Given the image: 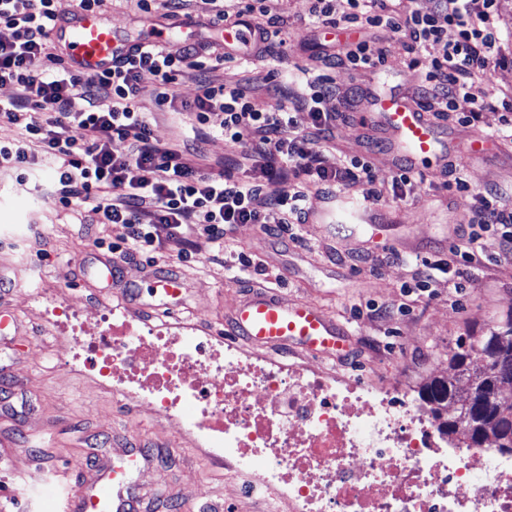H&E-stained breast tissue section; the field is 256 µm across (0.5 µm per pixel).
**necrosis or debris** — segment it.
Instances as JSON below:
<instances>
[{
    "label": "necrosis or debris",
    "mask_w": 512,
    "mask_h": 512,
    "mask_svg": "<svg viewBox=\"0 0 512 512\" xmlns=\"http://www.w3.org/2000/svg\"><path fill=\"white\" fill-rule=\"evenodd\" d=\"M65 363L155 409L291 512H512V458L446 447L395 383L287 365L120 308L69 337Z\"/></svg>",
    "instance_id": "4bbe7bcc"
}]
</instances>
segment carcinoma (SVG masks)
<instances>
[{"mask_svg": "<svg viewBox=\"0 0 512 512\" xmlns=\"http://www.w3.org/2000/svg\"><path fill=\"white\" fill-rule=\"evenodd\" d=\"M512 314L469 337L468 346L448 355L450 374L422 384L420 401L452 443L479 444L491 439L498 450L512 448ZM466 382V396L457 385Z\"/></svg>", "mask_w": 512, "mask_h": 512, "instance_id": "obj_1", "label": "carcinoma"}]
</instances>
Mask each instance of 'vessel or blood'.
Segmentation results:
<instances>
[{"instance_id": "b4317fda", "label": "vessel or blood", "mask_w": 512, "mask_h": 512, "mask_svg": "<svg viewBox=\"0 0 512 512\" xmlns=\"http://www.w3.org/2000/svg\"><path fill=\"white\" fill-rule=\"evenodd\" d=\"M53 38L64 47L68 63L86 72H99L126 54L128 43L96 12L74 13L57 24ZM353 127L367 137L381 138L396 165L414 173L425 163L443 167L442 129L419 102L416 92L375 97L370 110L353 113ZM163 308L184 303V282L179 275L158 279ZM234 335L256 347L294 346L329 358L344 357L350 350L347 331L313 303L289 299L277 288H257L240 300L226 317ZM147 462L142 448L123 452L110 466L79 465L75 483L54 485L60 512H131L130 479Z\"/></svg>"}]
</instances>
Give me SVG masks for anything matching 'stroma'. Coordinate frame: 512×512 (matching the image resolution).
<instances>
[{
  "label": "stroma",
  "mask_w": 512,
  "mask_h": 512,
  "mask_svg": "<svg viewBox=\"0 0 512 512\" xmlns=\"http://www.w3.org/2000/svg\"><path fill=\"white\" fill-rule=\"evenodd\" d=\"M267 19L280 23L275 54H286L295 65L328 76L336 95L325 108L342 113L335 140L323 153L326 166L353 158L371 160L376 184L360 183L355 196L372 186L390 187L396 168L381 144L358 135L347 113L368 108L379 75L398 91L418 88L424 66L410 63L403 40L380 29L370 32V45L382 57L379 73L353 70L333 64L329 55L336 39L309 24L307 0H264ZM168 0H153L143 12L138 0H114L106 17L130 41L165 32L171 45L183 38L219 42L221 30L209 21L207 0H191L190 28L174 27L168 17ZM497 24L501 57L487 74L476 75L467 96L453 104L454 113L443 118L446 139L456 156H463L471 138L512 122V112L499 104L512 95V0H497ZM214 81L248 87L258 102L269 103L268 89L275 79L269 65L245 67L238 62L213 71ZM154 137L163 144H180L190 136L194 117L188 112H165L155 103V85L143 78L138 97ZM480 109L478 122L464 125L459 114ZM192 154L194 164L213 173L235 164V176L251 167L240 146L210 135ZM466 189L445 187V176L432 172L426 181L414 183L406 201L384 195L380 211L391 212L383 234L390 249L418 250L430 260L447 259L448 247L458 225L467 223L478 206L477 192L512 191V142L484 160L464 163ZM53 170L36 166L30 181L21 184L12 170L0 171V277L11 286L0 291V300L16 310L20 329L8 346L0 347V366H13L24 386L0 393V445H9L10 463L0 462V512H54V491L44 476L76 459L108 460L128 447L129 435L141 439L155 460L132 482L153 492L161 501L175 500L181 512H202L208 504L221 512H254L255 500L246 498L248 475H229L223 463L193 439L165 430L160 416L146 407L125 406L108 383L65 368L58 358L69 328L54 330L40 313L34 297L49 294L50 301L82 305L88 322L99 312L120 305L126 284L142 290L140 300L156 301L155 278L181 275L188 292L179 313L166 317L173 329L197 328L199 332L228 336L224 316L244 291L255 286L282 289L288 296L314 302L351 334L354 352L347 360L304 355L300 361L333 374L357 379L378 376L399 382L400 393L413 399L421 384L448 373V356L469 334L512 312V261H496L498 238L485 237V252L475 271V283L463 292L449 287L447 275H439L431 292L419 289L412 267L380 261V248L366 227L342 222L285 224L276 235L262 233L255 224L238 225L217 254L202 236L191 246L169 241L163 249L143 250L121 258L124 283L92 287L82 282L83 266L111 258L120 245L121 230L113 224H88L81 208L62 207L50 194ZM250 264L245 279L232 277L239 261ZM230 344H239L228 336Z\"/></svg>",
  "instance_id": "1"
}]
</instances>
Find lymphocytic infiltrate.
Masks as SVG:
<instances>
[{"label":"lymphocytic infiltrate","instance_id":"obj_1","mask_svg":"<svg viewBox=\"0 0 512 512\" xmlns=\"http://www.w3.org/2000/svg\"><path fill=\"white\" fill-rule=\"evenodd\" d=\"M263 0H232L218 8L217 22L249 18L260 36L253 60L270 55L269 30L260 17ZM310 0L308 13L324 28H383L407 41L420 55L428 44L441 46L426 66V83L418 96L426 109L448 107L464 94L474 72L487 70L500 53L496 0H433L429 12L400 11L392 0ZM67 12L64 0H0V28L11 32L0 40V86L14 95L0 99V123L16 126L18 139L0 143V169L24 170L37 157L55 165L54 196L59 204L84 208L92 223L114 224L129 251L160 249L181 233L205 236L223 247L238 224H303L306 185L332 197L360 179H373L371 165L362 159L330 169L321 157L336 115L324 111L331 89L322 76L305 79L307 91L299 99L281 98L262 107L243 87L200 80L193 100H181L175 86L185 73L207 65L223 66L226 53L210 45L180 48L147 42L133 43L127 54L107 71L89 74L66 64L56 51L53 28ZM457 36L444 38L447 28ZM155 83L159 108L194 113L195 139H203L211 115H221L225 140L242 145L254 174L240 179L212 174L195 166L186 150L159 143L149 120L139 112L137 98L143 77ZM307 113L306 129H298L295 115ZM125 143L123 152L113 141ZM266 195L268 207L257 210L253 201ZM495 231L499 259L512 260V206L500 194L481 195L480 206L461 225L447 260L424 262L418 281L431 288L437 274L450 271L471 281V268L484 252V234Z\"/></svg>","mask_w":512,"mask_h":512}]
</instances>
